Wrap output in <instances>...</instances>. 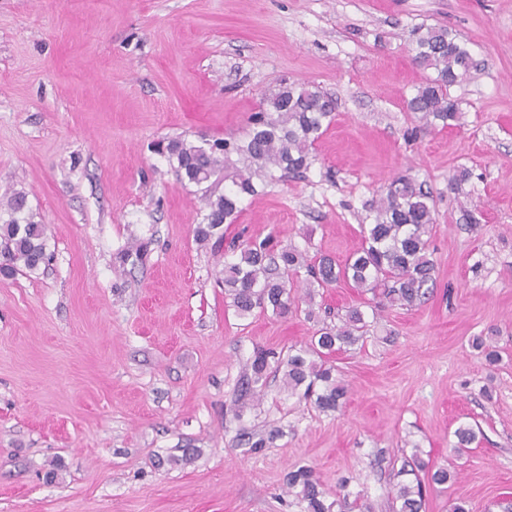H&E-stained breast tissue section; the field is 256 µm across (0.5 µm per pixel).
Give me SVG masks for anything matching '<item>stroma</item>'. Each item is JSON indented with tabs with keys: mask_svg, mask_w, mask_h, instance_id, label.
Listing matches in <instances>:
<instances>
[{
	"mask_svg": "<svg viewBox=\"0 0 512 512\" xmlns=\"http://www.w3.org/2000/svg\"><path fill=\"white\" fill-rule=\"evenodd\" d=\"M423 25L478 62L450 89L451 128L406 106L428 76L410 45ZM282 79L335 98L334 119L311 167L245 199L226 238L344 261L409 175L436 208L421 305L341 282L283 318L236 316L223 255L195 238L201 192L153 146L242 135ZM15 191L50 259L0 276V512H298V466L358 495L352 512H391L415 449L457 474L423 512L512 499V0H0V212ZM351 306L373 323L331 358L341 410L272 371L247 393L256 350L306 346ZM487 335L494 366L471 346ZM462 424L478 434L460 456Z\"/></svg>",
	"mask_w": 512,
	"mask_h": 512,
	"instance_id": "stroma-1",
	"label": "stroma"
}]
</instances>
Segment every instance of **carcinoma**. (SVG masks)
<instances>
[{"mask_svg": "<svg viewBox=\"0 0 512 512\" xmlns=\"http://www.w3.org/2000/svg\"><path fill=\"white\" fill-rule=\"evenodd\" d=\"M413 62L433 76L408 99L407 108L420 114L429 125L447 128L459 120V107L449 89L467 80L477 63L464 43L436 26H420L411 33ZM334 101L306 84L279 83L264 95L261 109L251 114L243 134L237 138L194 143L177 137L156 145L158 154L172 163L176 175L201 186L212 177L224 175V193L204 198L207 213L195 230L196 240L224 241V225L237 221L241 202L290 173L308 169L311 148L331 123ZM9 218L0 223V272L12 274L21 266L34 273L48 259L46 225L34 220L25 193L7 199ZM373 222L362 225L361 244L344 264L328 256L308 260L306 254L288 247L277 249L270 239L248 240L233 248V259L224 261V293L236 315L246 319L255 309L272 310L286 317L294 298L293 277L306 270L309 281L328 288L342 280L373 294L380 293L392 305L412 308L421 303L433 281L435 263L429 252V235L435 221L432 196L409 177L389 181L372 205ZM367 321L358 306L346 311L341 324L318 330L308 346L281 358L273 351L259 350L250 364V384L265 385L271 363L283 372L288 391H303L322 412L337 410L346 387L326 365L328 355L353 347L364 339ZM453 448L461 452L476 439L470 425L454 431ZM391 494L399 502L397 512H422L426 483L442 485L451 480L446 468L427 470L414 448L397 472ZM288 494L296 497L301 512H332L345 507L347 495L328 501L311 468L301 466L288 472Z\"/></svg>", "mask_w": 512, "mask_h": 512, "instance_id": "carcinoma-1", "label": "carcinoma"}]
</instances>
